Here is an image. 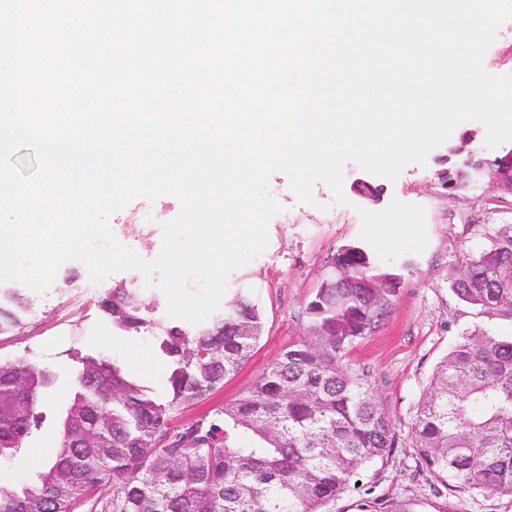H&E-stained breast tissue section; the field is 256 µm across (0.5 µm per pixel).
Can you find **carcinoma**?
I'll return each mask as SVG.
<instances>
[{
    "label": "carcinoma",
    "mask_w": 512,
    "mask_h": 512,
    "mask_svg": "<svg viewBox=\"0 0 512 512\" xmlns=\"http://www.w3.org/2000/svg\"><path fill=\"white\" fill-rule=\"evenodd\" d=\"M400 279L366 248L341 247L308 305L305 338L213 416L177 430L174 411L208 400L251 358L259 304L240 291L211 320L168 327L143 314L138 289L113 290V327L157 330L163 393L103 356L77 357L59 446L36 482L0 483V512H326L360 468L399 445L370 375L347 355L387 317ZM451 288L481 312L512 319V227L465 258ZM24 310L0 289V335L21 326ZM56 380L24 359L0 364V458L29 447ZM241 430L256 446L235 445ZM411 430L436 480L512 497V337H461L436 367Z\"/></svg>",
    "instance_id": "cac0c4a2"
}]
</instances>
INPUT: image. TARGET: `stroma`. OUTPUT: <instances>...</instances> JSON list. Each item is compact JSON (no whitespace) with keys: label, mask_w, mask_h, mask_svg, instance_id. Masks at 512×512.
<instances>
[{"label":"stroma","mask_w":512,"mask_h":512,"mask_svg":"<svg viewBox=\"0 0 512 512\" xmlns=\"http://www.w3.org/2000/svg\"><path fill=\"white\" fill-rule=\"evenodd\" d=\"M473 130L479 133L474 149L483 157H494V149L483 138L485 126L468 120L428 154L425 164L406 165L396 180L347 162L342 205L335 203L331 189L321 181L313 186L314 204L299 203L287 176L273 173L269 192L283 213L268 223L266 249L229 275L226 290L230 296L240 288L255 293L263 317L261 337L251 359L209 401L175 412L173 425L196 420L234 400L288 345L301 341L307 306L330 257L340 247L358 243L381 263L402 269L390 313L375 332L354 344L348 356L350 364L369 372L401 443L388 457L364 468L355 484L328 504V512H512L510 497L447 488L422 472L409 435L437 363L460 336L512 335L511 320L480 312L451 288L464 257L490 247L500 230L512 226V194L481 181L451 195L437 178L438 171L448 166L450 148L459 146ZM153 206L166 209L172 219L181 210L178 199L170 195L153 201L138 198L110 219L117 240L145 260L155 259L163 244L161 225L141 221L145 209ZM377 224L401 225L402 233L398 239H388L374 232ZM122 284L138 288L150 307L149 317L173 324L164 294L146 287L144 275L134 269L94 282L84 264L69 260L45 292L20 286L28 304L24 324L0 336V362L24 358L58 374L57 385L44 395L48 418H55L72 399L68 378L80 354H103L121 364L128 347L137 346L148 357L139 372L143 384L162 391L167 366L158 356L157 337L113 329L100 305Z\"/></svg>","instance_id":"obj_1"}]
</instances>
